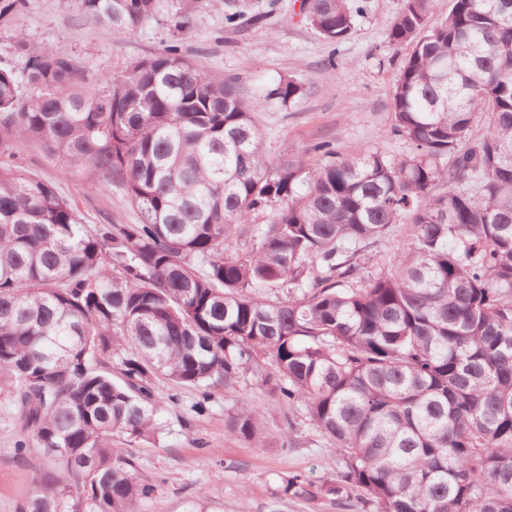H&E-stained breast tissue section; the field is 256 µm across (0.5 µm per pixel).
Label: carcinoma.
Segmentation results:
<instances>
[{
  "instance_id": "cac0c4a2",
  "label": "carcinoma",
  "mask_w": 512,
  "mask_h": 512,
  "mask_svg": "<svg viewBox=\"0 0 512 512\" xmlns=\"http://www.w3.org/2000/svg\"><path fill=\"white\" fill-rule=\"evenodd\" d=\"M349 2L301 10L340 44L361 11ZM76 3L116 36L162 15L168 44L96 93L65 49L23 31V70L0 61V392L18 451L51 463L19 512H138L155 486L112 439H155V379L196 391L200 414L248 371L334 445L325 494L356 488L372 512H512V0H453L433 26V0H404L387 38L406 50L394 130L413 152L317 144V166L268 158L236 79L182 54L192 20L176 0ZM28 4L0 0V21ZM300 93L287 80L269 96ZM13 137L64 174L118 181L139 222L87 228L14 161ZM401 223L392 271L362 280ZM235 233L247 245L227 255ZM230 428L263 439L267 411L242 400Z\"/></svg>"
}]
</instances>
